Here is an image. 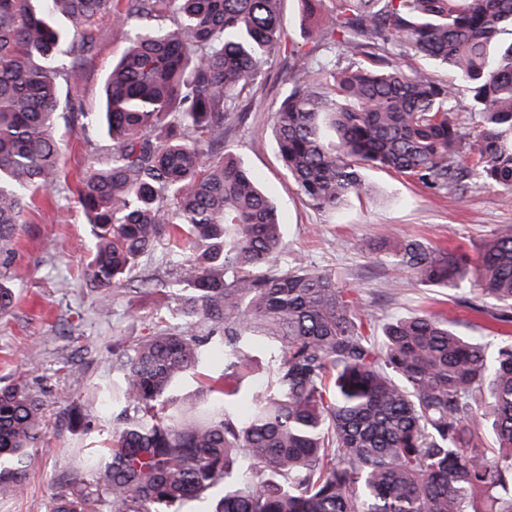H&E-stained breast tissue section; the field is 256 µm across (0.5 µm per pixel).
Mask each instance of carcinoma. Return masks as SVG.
Listing matches in <instances>:
<instances>
[{
  "label": "carcinoma",
  "mask_w": 512,
  "mask_h": 512,
  "mask_svg": "<svg viewBox=\"0 0 512 512\" xmlns=\"http://www.w3.org/2000/svg\"><path fill=\"white\" fill-rule=\"evenodd\" d=\"M303 2L312 48L288 58L273 126L314 208L360 196L366 167L437 193L512 191V41L499 43L512 35V0H334L322 16L319 0ZM110 12L129 45L102 111L60 104ZM281 31L279 0H0V258L56 183L59 120L102 126L110 158L77 188L93 238L85 274L108 305L165 239L177 280L142 285L179 293L184 320L115 352L120 377L98 407L124 405L121 426L52 494V512H181L219 486L211 512H512V341L492 352L431 313L393 321L378 345L330 275L278 264L282 223L224 126ZM403 48L465 84L474 142L453 118L458 85L402 65ZM384 263L425 287L465 286L512 319V224L474 264L417 239ZM214 351L224 369L208 379L210 402L178 400ZM261 356L271 369L257 389ZM43 411L22 379L0 388L1 496L25 485Z\"/></svg>",
  "instance_id": "obj_1"
}]
</instances>
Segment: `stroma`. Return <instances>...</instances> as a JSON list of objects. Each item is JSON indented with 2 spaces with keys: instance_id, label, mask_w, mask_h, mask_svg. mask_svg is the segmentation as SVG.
<instances>
[{
  "instance_id": "35a3bbf8",
  "label": "stroma",
  "mask_w": 512,
  "mask_h": 512,
  "mask_svg": "<svg viewBox=\"0 0 512 512\" xmlns=\"http://www.w3.org/2000/svg\"><path fill=\"white\" fill-rule=\"evenodd\" d=\"M282 11V48L269 60L263 79L242 95L245 118L225 127L224 142L276 204L289 258L331 274L374 340H382L393 319L444 312L460 335L507 341L512 321L474 311L462 290L416 284L386 266L380 252L393 236L476 255L497 225L512 224V193L487 185L463 194H433L398 174L369 168L363 177L370 196L320 211L288 176L272 115L287 93L286 54H304L310 45L302 0H283ZM93 37L95 54L79 88L89 110L99 108L106 75L128 43L126 30L110 14L100 18ZM57 134L64 144L62 168L56 185L26 210L7 270L16 305L0 319V385L24 378L40 395L47 418L25 488L0 499V512H50L55 489L80 473L84 449L103 447L120 425L118 409L108 408L86 432L70 425L66 409L92 402L97 388L111 382L113 344L134 347L173 323L171 300L144 288L115 289L111 304L101 306L99 289L84 276L91 226L75 189L90 163H105L111 140L101 129L64 123ZM69 360L81 364V372H69Z\"/></svg>"
}]
</instances>
